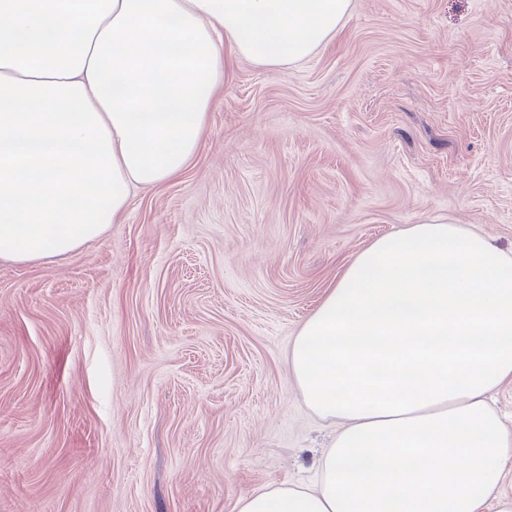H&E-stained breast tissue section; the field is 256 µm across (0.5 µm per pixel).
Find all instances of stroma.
<instances>
[{
	"label": "stroma",
	"mask_w": 512,
	"mask_h": 512,
	"mask_svg": "<svg viewBox=\"0 0 512 512\" xmlns=\"http://www.w3.org/2000/svg\"><path fill=\"white\" fill-rule=\"evenodd\" d=\"M512 249V0H351L304 61L231 59L189 166L98 240L0 260V512H237L341 425L288 368L374 240Z\"/></svg>",
	"instance_id": "obj_1"
}]
</instances>
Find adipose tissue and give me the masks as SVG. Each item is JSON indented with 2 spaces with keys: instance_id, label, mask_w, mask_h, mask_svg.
Returning a JSON list of instances; mask_svg holds the SVG:
<instances>
[{
  "instance_id": "adipose-tissue-1",
  "label": "adipose tissue",
  "mask_w": 512,
  "mask_h": 512,
  "mask_svg": "<svg viewBox=\"0 0 512 512\" xmlns=\"http://www.w3.org/2000/svg\"><path fill=\"white\" fill-rule=\"evenodd\" d=\"M350 0H0V259L71 253L133 187L197 154L224 53L277 67L327 45ZM288 365L341 431L314 487L238 512H512V250L431 217L376 239L304 322Z\"/></svg>"
}]
</instances>
